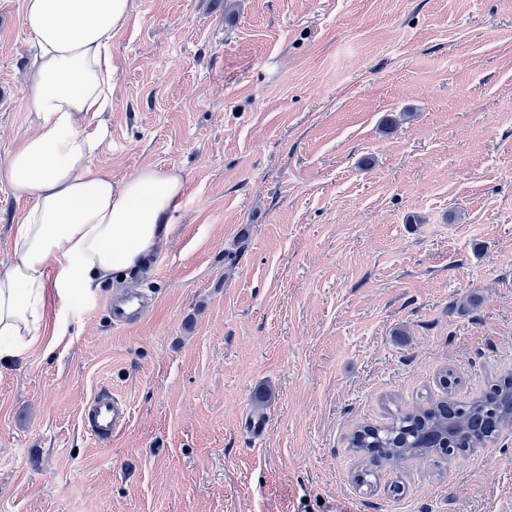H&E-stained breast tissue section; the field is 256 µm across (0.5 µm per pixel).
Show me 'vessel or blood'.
I'll return each instance as SVG.
<instances>
[{"instance_id": "b4317fda", "label": "vessel or blood", "mask_w": 512, "mask_h": 512, "mask_svg": "<svg viewBox=\"0 0 512 512\" xmlns=\"http://www.w3.org/2000/svg\"><path fill=\"white\" fill-rule=\"evenodd\" d=\"M152 302L148 289L130 288L108 297L105 306L112 327L124 328L140 321ZM131 408L121 395L109 390L96 392L83 406L81 426L88 437L102 446L128 425Z\"/></svg>"}]
</instances>
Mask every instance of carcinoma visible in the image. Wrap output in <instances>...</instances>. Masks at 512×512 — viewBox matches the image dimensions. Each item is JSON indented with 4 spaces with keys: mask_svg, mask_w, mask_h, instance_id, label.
I'll list each match as a JSON object with an SVG mask.
<instances>
[{
    "mask_svg": "<svg viewBox=\"0 0 512 512\" xmlns=\"http://www.w3.org/2000/svg\"><path fill=\"white\" fill-rule=\"evenodd\" d=\"M459 384L454 373L440 377L445 397L428 399L413 411L399 413L383 425H365L349 439L352 450L376 465L482 448L497 432L512 427V376L468 401L454 398Z\"/></svg>",
    "mask_w": 512,
    "mask_h": 512,
    "instance_id": "cac0c4a2",
    "label": "carcinoma"
}]
</instances>
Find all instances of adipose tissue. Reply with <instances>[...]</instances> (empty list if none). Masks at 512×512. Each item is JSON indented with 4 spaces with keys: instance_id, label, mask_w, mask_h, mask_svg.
Wrapping results in <instances>:
<instances>
[{
    "instance_id": "adipose-tissue-1",
    "label": "adipose tissue",
    "mask_w": 512,
    "mask_h": 512,
    "mask_svg": "<svg viewBox=\"0 0 512 512\" xmlns=\"http://www.w3.org/2000/svg\"><path fill=\"white\" fill-rule=\"evenodd\" d=\"M130 19V0H23L39 46L29 95L38 126L0 163V183L27 204L0 267L2 359L41 340L48 289L100 287L141 265L169 230L181 174L147 165L114 184L91 163L98 134L78 124L112 108V38Z\"/></svg>"
}]
</instances>
